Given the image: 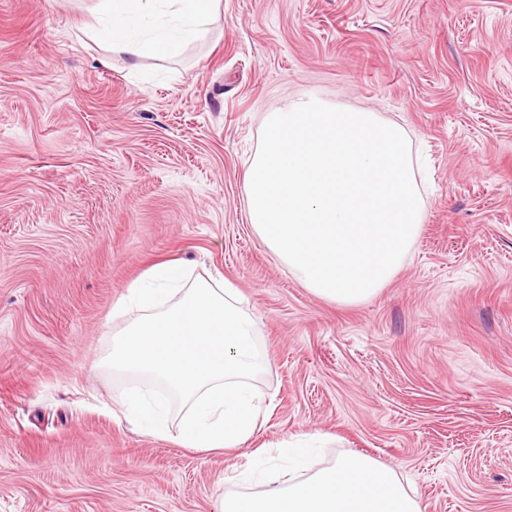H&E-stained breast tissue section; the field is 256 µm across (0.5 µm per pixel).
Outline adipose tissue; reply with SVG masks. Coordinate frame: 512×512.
Returning a JSON list of instances; mask_svg holds the SVG:
<instances>
[{"mask_svg": "<svg viewBox=\"0 0 512 512\" xmlns=\"http://www.w3.org/2000/svg\"><path fill=\"white\" fill-rule=\"evenodd\" d=\"M221 0H98L85 35L109 51L138 61L174 58L205 36ZM228 283H187L179 263L151 267L112 308L126 324L112 341L109 363L120 374L162 380L167 393L124 399L147 431L168 434L169 394L189 410L176 442L184 448L251 447L260 428L264 396L254 380L260 370L257 325L239 306ZM317 438L285 441L278 457L251 448L262 479L258 493H229L221 512H421L399 474L374 458L354 453L308 472ZM307 478H300V471Z\"/></svg>", "mask_w": 512, "mask_h": 512, "instance_id": "ef3b65f1", "label": "adipose tissue"}]
</instances>
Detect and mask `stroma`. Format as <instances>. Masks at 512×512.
I'll return each mask as SVG.
<instances>
[{
  "mask_svg": "<svg viewBox=\"0 0 512 512\" xmlns=\"http://www.w3.org/2000/svg\"><path fill=\"white\" fill-rule=\"evenodd\" d=\"M95 0H0V512H220L250 451L124 416L105 359L152 265L223 277L256 321L255 444L320 433L422 512H512V0H222L172 59L83 36ZM402 118L421 233L373 298L302 287L249 221L269 112Z\"/></svg>",
  "mask_w": 512,
  "mask_h": 512,
  "instance_id": "35a3bbf8",
  "label": "stroma"
}]
</instances>
